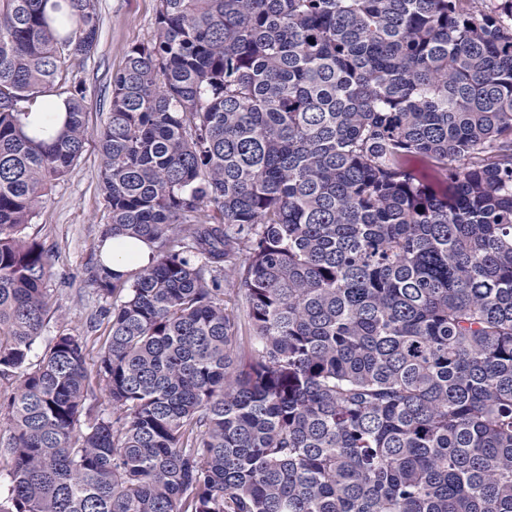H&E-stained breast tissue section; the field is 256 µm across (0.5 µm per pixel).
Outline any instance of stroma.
Returning a JSON list of instances; mask_svg holds the SVG:
<instances>
[{
	"label": "stroma",
	"mask_w": 512,
	"mask_h": 512,
	"mask_svg": "<svg viewBox=\"0 0 512 512\" xmlns=\"http://www.w3.org/2000/svg\"><path fill=\"white\" fill-rule=\"evenodd\" d=\"M98 46L89 58L73 61L68 79L86 89V122L91 134L103 130L108 116L111 77L126 63V51L150 41L156 28L157 0H96ZM100 157L88 143L75 170L60 181L39 205L28 233L49 250L53 307L50 320L36 340L32 360H39L61 334L79 338L85 346V367L92 383L85 408L91 416H111L109 394L98 372L108 324L107 305L90 281L97 245L107 222L100 186Z\"/></svg>",
	"instance_id": "stroma-1"
}]
</instances>
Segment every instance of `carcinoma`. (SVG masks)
Segmentation results:
<instances>
[{
    "instance_id": "cac0c4a2",
    "label": "carcinoma",
    "mask_w": 512,
    "mask_h": 512,
    "mask_svg": "<svg viewBox=\"0 0 512 512\" xmlns=\"http://www.w3.org/2000/svg\"><path fill=\"white\" fill-rule=\"evenodd\" d=\"M96 0H0V512H512V0H158L98 137L149 244L84 412L25 234L91 134ZM64 98L52 135L26 127ZM47 108L50 110L45 112ZM29 112L25 120L28 125H42L52 131L61 124L66 105L63 98L49 95L40 98ZM11 389V388H10ZM10 389H6L5 385L0 386V497L3 499L7 495L9 474L11 469V458L5 452V445L9 439V431L7 426V393Z\"/></svg>"
}]
</instances>
